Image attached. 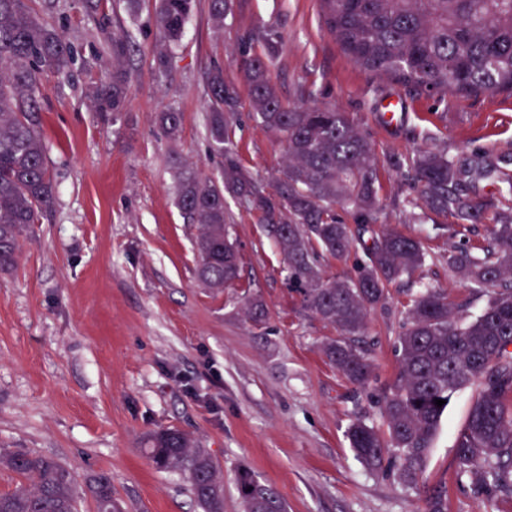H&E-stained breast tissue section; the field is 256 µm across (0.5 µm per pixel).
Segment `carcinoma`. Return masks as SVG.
Returning <instances> with one entry per match:
<instances>
[{"mask_svg":"<svg viewBox=\"0 0 512 512\" xmlns=\"http://www.w3.org/2000/svg\"><path fill=\"white\" fill-rule=\"evenodd\" d=\"M30 2L0 0V272L17 265L21 240L54 205L40 132V90L48 76L66 78L75 62L73 47L43 16L54 4L38 11ZM209 2L214 24L223 26L232 0ZM319 2L327 31L354 65L376 78L462 97L512 95V0ZM193 3L158 0L157 69L167 67V48L181 39ZM260 38L262 52L247 37L239 41L237 56L253 118L283 145L285 164L267 186L242 166L233 140L240 95L224 80L222 68L211 70L206 128L210 149L222 160L221 175L214 179L174 160L177 207L198 229L197 277L209 288L230 286L240 277L239 255L227 229L225 198L230 196L260 215L303 309L337 330L338 337L323 344L328 361L366 390L373 366L356 337L364 334L370 309L384 304L387 286L411 283L426 252L416 237L391 228L374 233L383 202L371 141L343 112L283 101L272 78L281 34L269 24ZM110 52L112 72L91 91L94 112L104 121L125 111L131 91L125 66L130 42L114 37ZM157 122L175 140L183 115L167 109L157 114ZM390 163L415 193L408 203L428 211L434 229L452 228L450 218L491 225L479 252L459 247L448 253V265L492 295L471 319L442 291L427 288L413 297L395 346L398 373L378 394L387 434L357 419L347 429L350 446L368 471L392 472L416 489L446 401L476 383L479 391L455 448L460 474L477 496L511 498L512 198L500 209L484 191L492 187L512 195V160L480 151L450 158L448 147L431 143ZM358 248L365 259L354 275L322 277L321 261L346 258ZM437 399L445 404L435 405ZM149 444L146 454L156 468L186 476L202 512H224V478L206 449L169 428L152 433ZM0 468L21 479L14 490L0 493V512H79L84 492L64 464L8 452L0 454ZM236 483L244 512H286L276 489L250 470L240 469ZM88 492L96 512H120L111 477H96Z\"/></svg>","mask_w":512,"mask_h":512,"instance_id":"obj_1","label":"carcinoma"}]
</instances>
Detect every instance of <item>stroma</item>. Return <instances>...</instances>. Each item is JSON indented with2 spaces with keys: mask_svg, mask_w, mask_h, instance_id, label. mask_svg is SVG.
<instances>
[{
  "mask_svg": "<svg viewBox=\"0 0 512 512\" xmlns=\"http://www.w3.org/2000/svg\"><path fill=\"white\" fill-rule=\"evenodd\" d=\"M155 7L140 0L132 13L126 0H107L98 15L85 0H58L48 16L79 56L68 78L48 77L41 87L54 208L22 240L17 268L0 273V453L54 458L81 484L107 474L122 512H200L188 482L156 469L144 452L154 431L175 428L220 467L224 512H242L236 474L245 467L278 490L288 512H417L428 491L441 493L445 512H512V499H476L459 474L455 444L477 385L451 397L424 491L370 474L346 437L351 421L382 423L377 394L397 374L395 345L413 290H445L472 317L489 299L448 264L454 247L482 245L487 227L441 233L429 218L411 223L403 204L410 190L386 160L430 142L452 156L512 152V96L463 98L375 78L327 32L318 0H233L220 29L209 0H196L160 71ZM266 24L282 34L272 70L282 99L347 113L382 162V222L420 237L428 254L413 290L389 285L384 306L369 313L374 377L365 391L328 363L320 344L336 331L303 310L257 215L227 199L240 278L214 291L196 277V228L175 204L172 156L206 175L220 170L205 129L210 69L222 65L226 80L244 86L236 47ZM125 35L138 47L131 95L117 121L104 122L88 88L112 68L113 37ZM389 95L404 104L394 128L379 110ZM168 107L183 114L175 141L156 121ZM234 141L253 174L268 181L282 168V145L249 105L239 109ZM254 299L266 319H250Z\"/></svg>",
  "mask_w": 512,
  "mask_h": 512,
  "instance_id": "35a3bbf8",
  "label": "stroma"
}]
</instances>
